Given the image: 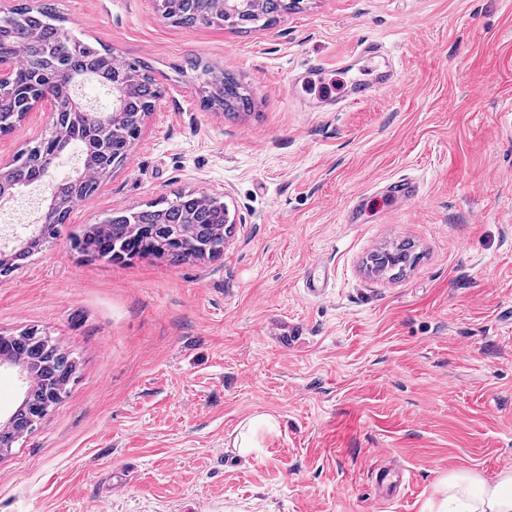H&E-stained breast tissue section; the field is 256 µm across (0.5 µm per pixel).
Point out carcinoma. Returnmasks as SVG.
I'll use <instances>...</instances> for the list:
<instances>
[{
  "instance_id": "cac0c4a2",
  "label": "carcinoma",
  "mask_w": 512,
  "mask_h": 512,
  "mask_svg": "<svg viewBox=\"0 0 512 512\" xmlns=\"http://www.w3.org/2000/svg\"><path fill=\"white\" fill-rule=\"evenodd\" d=\"M282 7L281 0H263L257 10L243 5L235 13L224 16L223 22L234 25L254 23L279 12ZM204 12L210 13L212 8L201 0H175L168 5L169 17L187 27L198 25ZM18 44L26 45L29 56L37 59L43 69L63 66L73 72H101L105 75L132 71L137 74V83L125 112L112 119L111 136L104 139L95 124L68 110L64 84L44 81L36 73L21 71L16 95L46 90L60 102V116L58 132H50L15 157L7 184L32 185L40 180L44 169L55 162V155L73 150L80 151L83 158L93 160L105 172L120 164L132 143L138 139L141 122L158 94L150 67L141 61L118 60L107 50L64 30L57 25L54 8L49 3L36 10L21 6L12 11V17L8 18V24L0 34V53L12 51ZM205 84L211 87L206 99L211 107L231 112L248 103L241 87L233 80L224 85L213 78ZM18 121L19 115L11 98L7 95L1 97L0 135L10 133ZM97 189L96 182L77 185L63 177L56 185V195L60 207L66 209L79 197L92 196ZM103 224L107 225L104 233L100 232L97 224L86 227L77 241L80 250L91 248L94 256L111 262L153 257L176 264L205 258V254L196 248L198 244L210 245L215 248L214 255L221 254L226 206L208 194L180 193L165 208L123 211L108 216ZM58 230L57 224L41 227V244L14 255L0 266V276H7L19 268L40 249V245L54 239ZM0 353L11 357L18 354L26 356L31 372L38 377L37 385L25 393V403L16 409L13 426L0 432V445L7 447L13 444L16 434L33 429L50 408L62 401L75 363L50 336L39 332L0 342Z\"/></svg>"
}]
</instances>
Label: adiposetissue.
<instances>
[{
    "mask_svg": "<svg viewBox=\"0 0 512 512\" xmlns=\"http://www.w3.org/2000/svg\"><path fill=\"white\" fill-rule=\"evenodd\" d=\"M434 512H512V470L488 479L479 473L451 471L438 482Z\"/></svg>",
    "mask_w": 512,
    "mask_h": 512,
    "instance_id": "ef3b65f1",
    "label": "adipose tissue"
}]
</instances>
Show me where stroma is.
Listing matches in <instances>:
<instances>
[{"label":"stroma","instance_id":"35a3bbf8","mask_svg":"<svg viewBox=\"0 0 512 512\" xmlns=\"http://www.w3.org/2000/svg\"><path fill=\"white\" fill-rule=\"evenodd\" d=\"M50 2L151 66L161 95L57 238L0 277V332L45 331L76 362L0 456V512H427L443 473L512 469V0H300L242 28L180 27L156 0ZM189 58L246 89L237 118L204 106ZM387 62L399 79L381 86ZM354 84L376 90L339 104ZM49 129L31 112L0 159ZM402 177L415 205L387 191ZM181 190L228 205L221 257L73 248ZM396 250L406 266L375 270ZM257 415L277 426L241 453ZM397 460L394 499L371 473ZM271 417L255 416L251 418L243 427L234 440V448H239L241 452H248L252 448V434L256 427L270 426Z\"/></svg>","mask_w":512,"mask_h":512}]
</instances>
